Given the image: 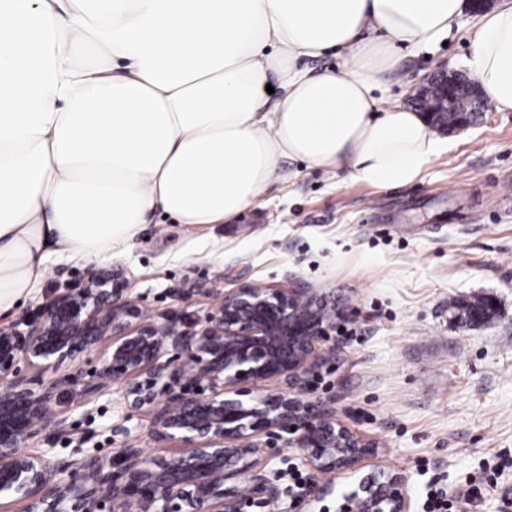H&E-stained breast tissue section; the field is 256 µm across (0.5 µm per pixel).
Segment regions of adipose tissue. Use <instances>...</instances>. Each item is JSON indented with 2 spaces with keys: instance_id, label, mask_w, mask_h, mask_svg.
I'll use <instances>...</instances> for the list:
<instances>
[{
  "instance_id": "1",
  "label": "adipose tissue",
  "mask_w": 512,
  "mask_h": 512,
  "mask_svg": "<svg viewBox=\"0 0 512 512\" xmlns=\"http://www.w3.org/2000/svg\"><path fill=\"white\" fill-rule=\"evenodd\" d=\"M466 0H0V315L52 255L124 254L154 213L208 227L288 157L378 187L448 147L387 93L398 45H433ZM469 69L512 111V0ZM335 52L340 69L304 58ZM278 80L282 97L266 86Z\"/></svg>"
}]
</instances>
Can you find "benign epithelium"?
Listing matches in <instances>:
<instances>
[{"instance_id": "7a95c632", "label": "benign epithelium", "mask_w": 512, "mask_h": 512, "mask_svg": "<svg viewBox=\"0 0 512 512\" xmlns=\"http://www.w3.org/2000/svg\"><path fill=\"white\" fill-rule=\"evenodd\" d=\"M414 98L425 101L431 128L470 125L467 113L486 97L472 80L441 70ZM336 331L326 306L291 282L248 284L220 296L201 319L185 324L145 318L128 296L123 269H92L76 287L38 307L36 316L0 327V499L19 496L26 512H293L279 478L248 456L258 433L299 449L309 480L298 502L328 492L324 476L374 454L336 423L330 410L302 397L310 360ZM104 351H98L102 343ZM97 354L92 371L81 356ZM72 362L63 379L83 403L114 390L127 414L152 408L149 433L184 443L167 457L119 449V464L87 454L75 464L44 448L23 447L48 427L65 429L53 408L59 382L22 372ZM285 378L288 392L246 399L252 386ZM233 393L228 398L226 394ZM336 512H408L402 476L376 469L343 497Z\"/></svg>"}]
</instances>
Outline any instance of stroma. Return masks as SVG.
<instances>
[{"instance_id": "obj_1", "label": "stroma", "mask_w": 512, "mask_h": 512, "mask_svg": "<svg viewBox=\"0 0 512 512\" xmlns=\"http://www.w3.org/2000/svg\"><path fill=\"white\" fill-rule=\"evenodd\" d=\"M478 18L464 13L446 43L403 45L392 97L412 103L433 72H468ZM281 181L230 224L190 227L158 214L132 248L89 264L52 256L37 291L0 322L32 317L88 268L122 266L131 296L151 320L203 317L216 295L245 284L289 280L311 289L336 331L309 377L314 398L375 448L352 470L327 474L334 492L296 512H336V495L358 475L383 468L405 479L410 512H424L430 483L449 494L496 471L467 512H504L512 498V112L489 107L416 183L377 188L347 171L307 170L282 159ZM494 301L490 323L465 324L448 305ZM71 363L42 368L58 382L65 432L46 429L28 449L80 461L113 458L124 441L154 457L172 443L149 435V413L126 417L113 393L73 401L62 384ZM127 426L128 435L116 434Z\"/></svg>"}]
</instances>
